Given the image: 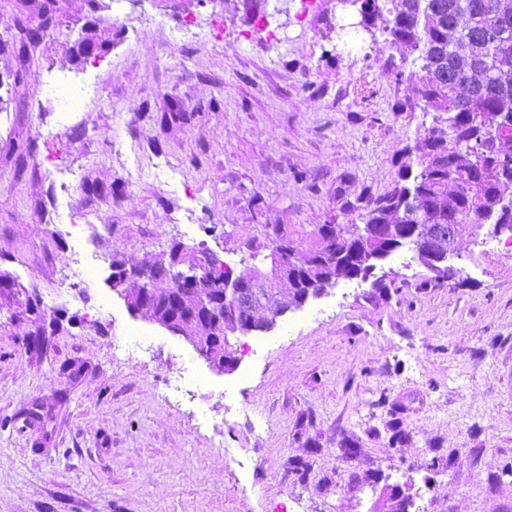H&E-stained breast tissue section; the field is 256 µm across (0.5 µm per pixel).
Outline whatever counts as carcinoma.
<instances>
[{
    "label": "carcinoma",
    "mask_w": 512,
    "mask_h": 512,
    "mask_svg": "<svg viewBox=\"0 0 512 512\" xmlns=\"http://www.w3.org/2000/svg\"><path fill=\"white\" fill-rule=\"evenodd\" d=\"M399 2L395 8L388 4ZM362 23L381 31L384 42L401 52L399 80L411 86L420 109L432 116L400 163L397 180L366 201V224H396L392 249H412L416 226L512 224V0H361ZM340 224H325L305 261L350 263L352 244ZM180 260L200 268L197 289L219 301L211 319L224 323L234 303L224 297V277L233 273L205 248L182 249ZM220 265H214V262ZM148 282V295H175L157 266L128 267ZM24 314L46 330L37 295Z\"/></svg>",
    "instance_id": "1"
}]
</instances>
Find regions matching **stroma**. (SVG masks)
Segmentation results:
<instances>
[{"label":"stroma","mask_w":512,"mask_h":512,"mask_svg":"<svg viewBox=\"0 0 512 512\" xmlns=\"http://www.w3.org/2000/svg\"><path fill=\"white\" fill-rule=\"evenodd\" d=\"M43 2L0 0V512H378L396 485L408 512H512V236L483 228L445 285L397 251L224 372L112 287L113 258L176 241L243 274L276 226L304 251L360 223L432 123L399 51L340 0H58L47 30ZM262 16L277 39L251 37ZM90 24L105 47L71 62Z\"/></svg>","instance_id":"stroma-1"}]
</instances>
